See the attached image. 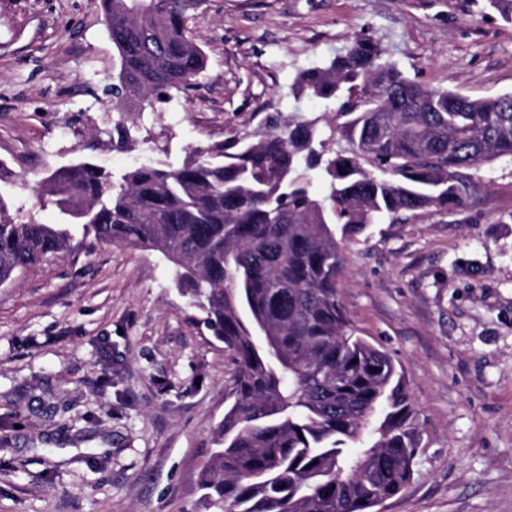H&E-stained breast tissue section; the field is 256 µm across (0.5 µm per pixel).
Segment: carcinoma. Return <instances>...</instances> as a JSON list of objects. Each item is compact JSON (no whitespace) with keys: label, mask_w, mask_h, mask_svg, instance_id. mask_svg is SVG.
Wrapping results in <instances>:
<instances>
[{"label":"carcinoma","mask_w":512,"mask_h":512,"mask_svg":"<svg viewBox=\"0 0 512 512\" xmlns=\"http://www.w3.org/2000/svg\"><path fill=\"white\" fill-rule=\"evenodd\" d=\"M512 23V0H485ZM115 49L112 111L161 112L207 69L191 31L202 0H94ZM290 95L337 105L350 149L327 155L317 121L190 150L178 167L119 173L86 160L38 188L57 224L21 221L0 194V284L93 243L161 253L201 323L236 363L200 487L214 512H377L411 481L414 410L392 358L357 335L342 300L343 242L405 212L454 210L512 159V93L419 83L361 33L297 72ZM106 132L134 148L131 126ZM326 186L316 195L312 176Z\"/></svg>","instance_id":"cac0c4a2"}]
</instances>
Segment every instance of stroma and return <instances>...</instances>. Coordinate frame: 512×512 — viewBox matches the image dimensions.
<instances>
[{"mask_svg": "<svg viewBox=\"0 0 512 512\" xmlns=\"http://www.w3.org/2000/svg\"><path fill=\"white\" fill-rule=\"evenodd\" d=\"M484 0H204L209 57L179 103L140 116L135 152L92 140L112 110L114 50L92 0H0V187L57 223L32 187L76 156L177 166L189 147L253 133L294 103L299 69L359 31L409 77L471 96L512 92V23ZM465 207L423 210L344 241L343 302L404 371L414 476L380 512H512V160L482 167ZM159 253L74 248L0 286V512H205L199 481L224 418L232 355Z\"/></svg>", "mask_w": 512, "mask_h": 512, "instance_id": "obj_1", "label": "stroma"}]
</instances>
